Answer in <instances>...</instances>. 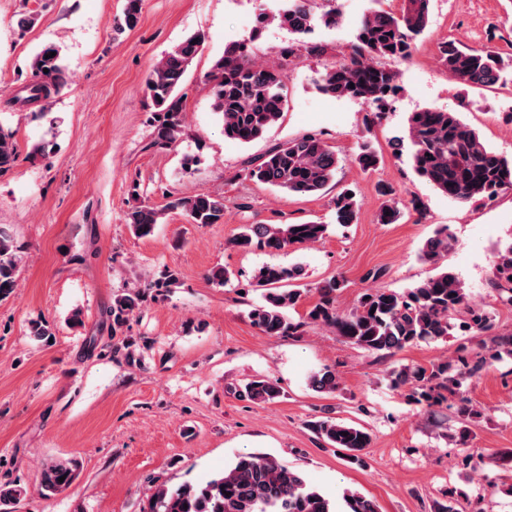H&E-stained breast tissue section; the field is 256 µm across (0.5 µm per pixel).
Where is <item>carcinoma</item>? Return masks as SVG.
<instances>
[{
  "instance_id": "carcinoma-1",
  "label": "carcinoma",
  "mask_w": 512,
  "mask_h": 512,
  "mask_svg": "<svg viewBox=\"0 0 512 512\" xmlns=\"http://www.w3.org/2000/svg\"><path fill=\"white\" fill-rule=\"evenodd\" d=\"M143 0H125L122 14L114 19L119 32L135 29L141 18ZM430 0H404L398 14L371 10L356 28L350 52L318 74V90L329 97L350 98L368 108L365 134L358 143L352 163L362 171L376 169L379 156L371 134L380 119L387 98L400 89L399 74L381 60H406L415 49L416 39L429 23ZM342 7L337 4L321 15L315 14L310 0H288L278 14L280 25L294 39L281 51V62L270 67L256 62L243 43H229L216 58L207 81L214 110L222 114L224 137L240 144L260 138L277 122L285 108V78L288 66L304 55L320 56L323 46L305 41L321 23L340 25ZM205 37L192 34L166 52L149 71L145 82L151 102V139L156 150L172 148L185 131L184 77L194 59L202 52ZM55 56H50V53ZM438 61L448 78L472 88L486 89L512 82V54L503 58L484 48L471 49L448 40L438 46ZM32 79L24 87L26 95L13 103L37 104L46 111L64 89L65 67L59 49L45 45L31 61ZM407 139L414 173L435 189L459 203H487L512 191V158L489 147L479 133L456 112L427 107L413 112L408 119ZM18 157V143L11 131L0 129V172L10 169ZM340 161L336 152L318 134H306L270 148L259 164L244 169L245 177L272 186L288 195L316 194L336 181ZM354 190L345 187L333 199L336 224L347 226L358 219L359 204ZM179 210L193 224L224 223V198L192 195L175 198L159 207L147 200L126 213L139 237L152 236L166 214ZM401 218L396 203L386 201L378 214L381 224H393ZM328 225L316 222L296 224H247L233 238L234 246L244 250L284 251L295 245H312L322 240ZM455 244L448 227H440L421 250L422 258L436 261ZM24 257L8 228L0 225V300L15 293ZM303 279V268L276 264L259 267L251 286L261 291V302L249 311V319L264 335L271 337L301 335L311 324L332 328L350 343L374 354L393 355L418 343H432L448 337L450 319L466 314L462 328L478 335H490L485 353L471 361L460 355L429 367L404 366L391 372L392 382L410 390V396L429 408L448 402L456 393L459 376H473L502 353L512 354V334H491V317L468 303L464 283L454 274L441 271L420 284L397 292L385 288L363 293L356 307L344 314L336 309V293L344 281L330 279L314 287L318 300L298 321L288 316L296 308L305 289L290 288L288 282ZM178 281L177 273L167 267L148 282L144 289L118 294L112 299L109 316L112 332L125 325L140 310L148 294L161 295ZM512 285V243L498 250L492 287ZM309 386L317 392L332 393L338 383L336 373L324 368L309 377ZM239 396L256 403H269L280 396L271 380L250 379ZM309 429L327 445L345 452L351 463L362 462L363 451L371 444L366 428L332 420L308 422ZM75 459L61 460L41 471L40 489L55 496L68 489L78 476ZM64 481H59V478ZM348 512H378L376 503L354 492ZM145 512H335L329 499L309 487L303 476L275 458L243 453L219 477L198 485L162 486L155 492Z\"/></svg>"
}]
</instances>
